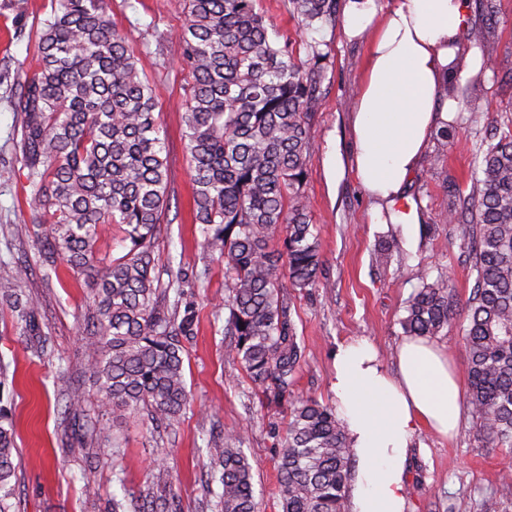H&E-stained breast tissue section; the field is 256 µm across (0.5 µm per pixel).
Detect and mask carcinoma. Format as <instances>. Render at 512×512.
Segmentation results:
<instances>
[{
    "label": "carcinoma",
    "instance_id": "obj_1",
    "mask_svg": "<svg viewBox=\"0 0 512 512\" xmlns=\"http://www.w3.org/2000/svg\"><path fill=\"white\" fill-rule=\"evenodd\" d=\"M24 84L17 150L32 187L31 223L47 230L36 263L61 261L84 277L93 311L82 336L97 393L112 416L136 415L152 429L183 413L189 394L178 336L191 324L168 308L154 244L164 222L170 165L154 115L156 91L141 75L107 0H54ZM256 0H184L178 33L191 83L182 104L193 184V223L208 254L224 259L229 359L279 405L306 361L293 318L295 294L318 283L320 243L305 196L314 155L311 120L323 94L324 55L292 42L256 11ZM298 27L336 18V0H288ZM448 97L470 112L485 108L475 84L453 80ZM468 206L449 221L464 225L474 285L464 306L441 275L409 297L400 320L408 336L442 334L458 318L468 405L480 438L512 447V134L476 154ZM122 228L123 254L109 262L95 243L105 226ZM27 261H0V297L48 355ZM64 412L85 416V396L68 388ZM246 435H224L209 449L220 472V512H258ZM16 430L0 408V512H14L7 486L16 474ZM280 512H344L351 451L336 408L315 398L289 402L277 460ZM175 493L164 454L152 481L112 497L111 512H173Z\"/></svg>",
    "mask_w": 512,
    "mask_h": 512
}]
</instances>
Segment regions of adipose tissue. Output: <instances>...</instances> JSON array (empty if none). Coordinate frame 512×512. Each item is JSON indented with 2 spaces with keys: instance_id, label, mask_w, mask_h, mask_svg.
I'll list each match as a JSON object with an SVG mask.
<instances>
[{
  "instance_id": "1",
  "label": "adipose tissue",
  "mask_w": 512,
  "mask_h": 512,
  "mask_svg": "<svg viewBox=\"0 0 512 512\" xmlns=\"http://www.w3.org/2000/svg\"><path fill=\"white\" fill-rule=\"evenodd\" d=\"M467 0H347L343 32L369 49L352 107L356 175L380 223L415 224L403 186L456 104L446 87L464 47ZM390 373L367 340L338 346L330 383L356 473L350 512H407L409 450L421 430L459 427L461 379L436 342L405 339Z\"/></svg>"
}]
</instances>
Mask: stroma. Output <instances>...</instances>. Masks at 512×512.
Wrapping results in <instances>:
<instances>
[{
    "instance_id": "35a3bbf8",
    "label": "stroma",
    "mask_w": 512,
    "mask_h": 512,
    "mask_svg": "<svg viewBox=\"0 0 512 512\" xmlns=\"http://www.w3.org/2000/svg\"><path fill=\"white\" fill-rule=\"evenodd\" d=\"M473 25L490 26L488 64L476 92L485 111L455 115V138L447 152L428 146L407 192L420 217L417 224L379 223L373 202L352 170V114L367 49L348 41L340 25L304 33L305 42L324 54L326 78L319 108L311 121L314 158L305 194L319 236L322 267L319 287L298 295L294 316L307 360L297 375L294 396L329 401V382L338 345L365 338L394 367L404 338L399 324L417 272L446 273L458 304H465L475 274L460 225L450 222L455 197L466 196L474 155L495 136L512 132V0H496L495 19H487L485 0H471ZM113 26L125 35L145 77L157 94L155 115L163 126L172 160L171 192L155 241L160 279L171 283L170 302L193 322L181 337L191 404L180 418L152 439L139 417L113 420L111 410L89 380L80 331L88 315L89 293L83 278L67 270L46 277L35 269L27 284L50 334V359L33 358L27 338L9 308L0 303V358L9 368L0 376V408L11 415L18 452L12 478L15 512H107L113 495L139 493L151 480L157 450L167 455L176 493V512H217L219 483L207 476L209 439L247 431L244 450L252 464L259 512H280L276 462L279 438L288 423L287 407L261 406L254 386L237 364L227 361L224 264L213 260L207 282L201 238L192 222V181L183 136L180 104L189 75L181 68L176 32L185 21L184 0H107ZM52 0H0V258H35L40 229L22 223L25 197L31 194L15 155L22 114L21 87L36 64L38 33ZM398 241L387 267L376 263L381 236ZM81 386L86 414L100 424L101 439L118 438V454L99 455L83 442L64 414V383ZM422 451L408 464L411 512H483L493 499L498 512H512V481L502 478L512 448H491L481 441L471 415H464L457 437L446 441L422 431ZM96 462L97 496L82 493L81 474Z\"/></svg>"
}]
</instances>
